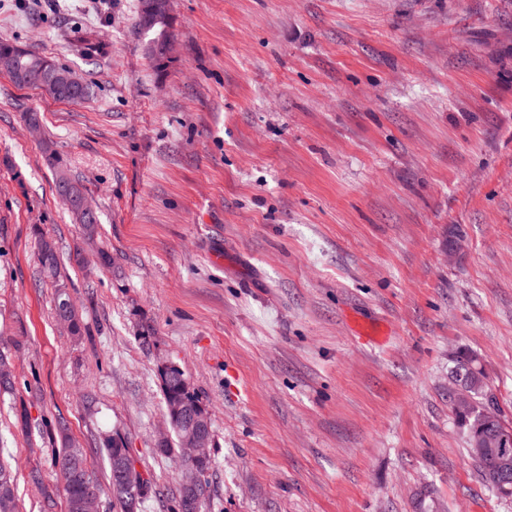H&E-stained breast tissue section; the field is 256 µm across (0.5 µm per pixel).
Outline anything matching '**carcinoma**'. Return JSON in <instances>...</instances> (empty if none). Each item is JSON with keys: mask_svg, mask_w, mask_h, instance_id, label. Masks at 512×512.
Masks as SVG:
<instances>
[{"mask_svg": "<svg viewBox=\"0 0 512 512\" xmlns=\"http://www.w3.org/2000/svg\"><path fill=\"white\" fill-rule=\"evenodd\" d=\"M155 0H139L136 26L144 34L150 35L146 43V53L159 70H164L169 56L161 51V46L173 40L171 0H160L162 5L152 13H147V6ZM79 53L86 59L98 60L109 55V45L97 37V32L88 29L78 37ZM40 68V77L29 83L46 89L51 96L56 91L48 85L46 77L55 74H68L70 70L31 51L24 50L10 41H0V69L11 74L23 73L28 66ZM60 200L68 207L76 221L82 224L88 235L97 232L98 218L88 219L80 216L74 201L64 196ZM37 260L47 277L52 279L55 289L56 313L68 317L73 335L81 336L85 324L76 309L72 308L66 284L58 276V255L55 244L41 236L37 241ZM158 376L163 396L165 415L173 422V438L154 444L155 453L174 457L180 453L182 439L191 430L192 423L212 425L208 406L202 401L195 389L187 382V376L180 368L158 367ZM459 386V391L451 395L453 411L466 435L467 451L475 461L485 485L494 492L512 496V490L506 491L495 482L500 466L497 458L476 454L478 433L474 429L476 421L484 426L483 433L499 431L502 427L498 409L488 403L484 373L473 355L458 357L456 369L452 372ZM15 382L11 371V349L0 347V392L14 390ZM47 427L60 434L61 447L54 449L52 466L60 477L70 512H80L76 507L83 498L93 495L101 503L112 506L116 512H141L146 500L156 493V483L152 480L140 481L136 472H131L127 485L121 487L112 483V473L117 464L130 459L126 440L117 435H108L101 441L100 452L107 462L105 481H100L90 465L92 448H83L71 442L66 435L63 421L54 420ZM0 512H19L17 499V473L11 463L0 458Z\"/></svg>", "mask_w": 512, "mask_h": 512, "instance_id": "1", "label": "carcinoma"}]
</instances>
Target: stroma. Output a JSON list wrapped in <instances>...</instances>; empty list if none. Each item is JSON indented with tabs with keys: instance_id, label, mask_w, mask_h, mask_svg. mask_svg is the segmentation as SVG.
Returning <instances> with one entry per match:
<instances>
[{
	"instance_id": "obj_1",
	"label": "stroma",
	"mask_w": 512,
	"mask_h": 512,
	"mask_svg": "<svg viewBox=\"0 0 512 512\" xmlns=\"http://www.w3.org/2000/svg\"><path fill=\"white\" fill-rule=\"evenodd\" d=\"M137 6L0 0V41L92 85L61 102L0 70V341L20 344L0 447L20 512H67L51 449L12 425L21 402L88 448L122 434L164 490L143 512H171L165 361L211 412L212 512H512L448 392L474 354L512 424V0H172L162 71ZM86 26L108 57L75 51ZM41 233L82 337L56 319Z\"/></svg>"
}]
</instances>
